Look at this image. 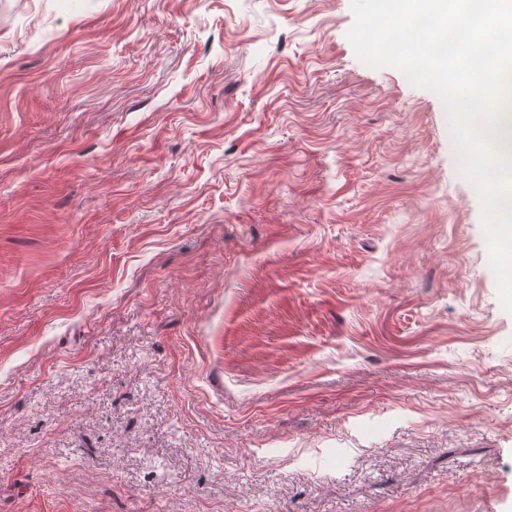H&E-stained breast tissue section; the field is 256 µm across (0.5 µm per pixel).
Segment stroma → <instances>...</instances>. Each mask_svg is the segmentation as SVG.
Here are the masks:
<instances>
[{
    "mask_svg": "<svg viewBox=\"0 0 512 512\" xmlns=\"http://www.w3.org/2000/svg\"><path fill=\"white\" fill-rule=\"evenodd\" d=\"M353 22L0 0V512H512L480 200Z\"/></svg>",
    "mask_w": 512,
    "mask_h": 512,
    "instance_id": "1",
    "label": "stroma"
}]
</instances>
